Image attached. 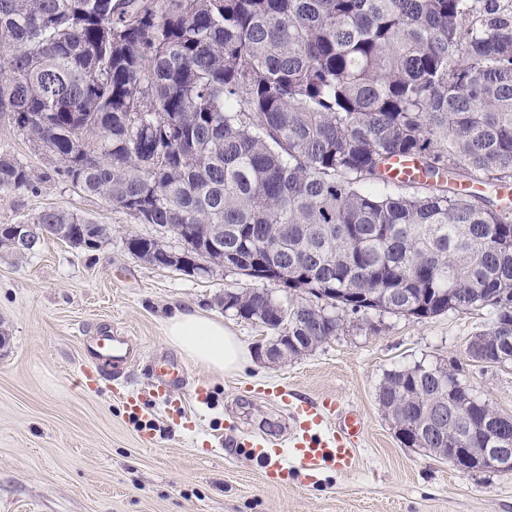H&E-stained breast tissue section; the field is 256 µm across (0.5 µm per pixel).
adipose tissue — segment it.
Segmentation results:
<instances>
[{"mask_svg": "<svg viewBox=\"0 0 512 512\" xmlns=\"http://www.w3.org/2000/svg\"><path fill=\"white\" fill-rule=\"evenodd\" d=\"M166 343L214 374L238 369L246 352L222 320L187 309H174L164 322Z\"/></svg>", "mask_w": 512, "mask_h": 512, "instance_id": "obj_1", "label": "adipose tissue"}]
</instances>
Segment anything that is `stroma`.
Masks as SVG:
<instances>
[{"mask_svg": "<svg viewBox=\"0 0 512 512\" xmlns=\"http://www.w3.org/2000/svg\"><path fill=\"white\" fill-rule=\"evenodd\" d=\"M48 208L70 211L111 229L97 249L46 240L25 259L0 254V512H512V474L465 473L418 448L404 447L385 416L377 388L385 371L417 361L454 367L459 381L500 414L512 417V364L469 361L472 336L488 329L482 307L415 320L345 315L343 328L311 352L270 368L254 357L263 325L224 311L228 288L253 282L214 268L188 275L129 253L128 236L163 237L103 198L47 179L36 192L0 188V224H17ZM176 308L223 319L251 356L233 373L192 363L163 337ZM128 337L131 387L147 381L150 362L185 372V391L204 386L205 403L187 400L197 426L183 430L164 412L130 415L110 381L86 379L89 338ZM295 398L335 399L343 415L364 423L356 463L307 472L296 461L279 472L248 460L243 436L284 427L288 416L257 385Z\"/></svg>", "mask_w": 512, "mask_h": 512, "instance_id": "obj_1", "label": "stroma"}]
</instances>
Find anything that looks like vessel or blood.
<instances>
[{
	"label": "vessel or blood",
	"mask_w": 512,
	"mask_h": 512,
	"mask_svg": "<svg viewBox=\"0 0 512 512\" xmlns=\"http://www.w3.org/2000/svg\"><path fill=\"white\" fill-rule=\"evenodd\" d=\"M91 357L97 359L101 367L108 371L107 377L113 382L116 393L124 400L127 409L134 415H142L150 406H162L171 422L181 428L191 424L181 399L174 391L183 386L184 378L152 367L147 389L129 388L123 378V368L132 356L134 349L126 337L102 335L88 345ZM280 401L285 402L294 426L288 438V450L292 457L305 470L312 471L325 463H333L342 469L352 468L355 461V445L362 434L363 425L359 418L346 419L342 428L332 427L328 414L332 403L318 404L305 400H290L287 393H280ZM242 445L250 460H259L273 469L283 468L284 450L278 449L275 442L262 436L243 439Z\"/></svg>",
	"instance_id": "1"
}]
</instances>
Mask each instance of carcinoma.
<instances>
[{"mask_svg": "<svg viewBox=\"0 0 512 512\" xmlns=\"http://www.w3.org/2000/svg\"><path fill=\"white\" fill-rule=\"evenodd\" d=\"M0 0V117L48 161L45 178L142 224H170L195 273L221 266L324 301L288 335L335 336L343 312L429 319L490 307L488 366L512 364V0ZM413 158L423 178L387 176ZM37 190L0 152V186ZM35 243L98 248L110 228L60 209ZM149 261L158 243L132 236ZM226 312L282 311L253 291ZM439 366L387 371L408 448L512 444V419Z\"/></svg>", "mask_w": 512, "mask_h": 512, "instance_id": "1", "label": "carcinoma"}]
</instances>
